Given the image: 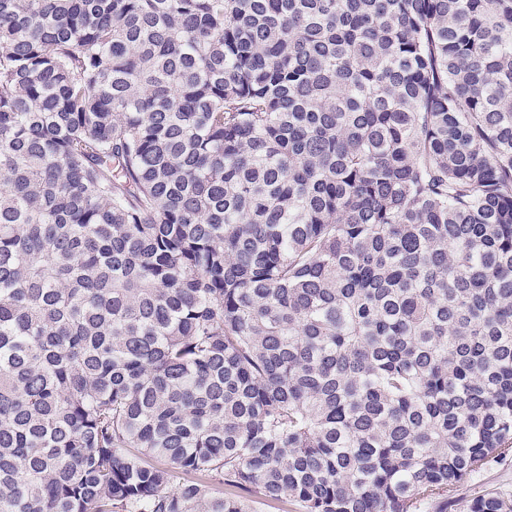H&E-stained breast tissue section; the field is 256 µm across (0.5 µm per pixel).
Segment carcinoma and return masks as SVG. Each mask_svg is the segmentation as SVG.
I'll list each match as a JSON object with an SVG mask.
<instances>
[{
  "mask_svg": "<svg viewBox=\"0 0 512 512\" xmlns=\"http://www.w3.org/2000/svg\"><path fill=\"white\" fill-rule=\"evenodd\" d=\"M511 455L512 0H0V512Z\"/></svg>",
  "mask_w": 512,
  "mask_h": 512,
  "instance_id": "obj_1",
  "label": "carcinoma"
}]
</instances>
